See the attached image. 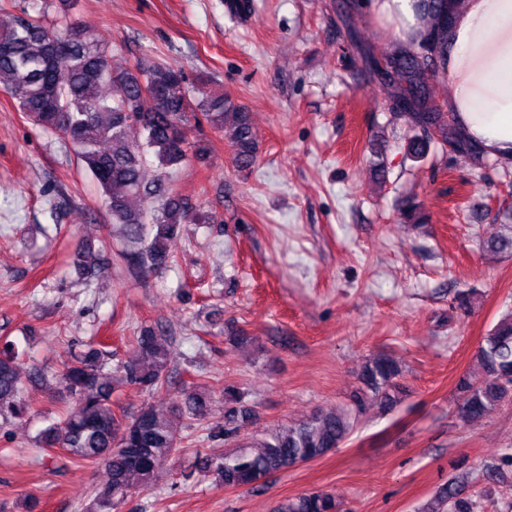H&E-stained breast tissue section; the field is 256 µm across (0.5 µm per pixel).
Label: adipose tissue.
Wrapping results in <instances>:
<instances>
[{"label": "adipose tissue", "instance_id": "ef3b65f1", "mask_svg": "<svg viewBox=\"0 0 512 512\" xmlns=\"http://www.w3.org/2000/svg\"><path fill=\"white\" fill-rule=\"evenodd\" d=\"M379 22L404 44L415 23L411 0H375ZM446 106L489 156L512 155V0H466L448 38Z\"/></svg>", "mask_w": 512, "mask_h": 512}]
</instances>
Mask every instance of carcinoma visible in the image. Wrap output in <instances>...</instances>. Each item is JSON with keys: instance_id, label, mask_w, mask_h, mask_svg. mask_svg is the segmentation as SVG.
<instances>
[{"instance_id": "cac0c4a2", "label": "carcinoma", "mask_w": 512, "mask_h": 512, "mask_svg": "<svg viewBox=\"0 0 512 512\" xmlns=\"http://www.w3.org/2000/svg\"><path fill=\"white\" fill-rule=\"evenodd\" d=\"M416 2L419 36L413 47L400 45L379 58L368 52L364 61L389 89L394 115L412 132L407 155L421 159L432 151H449L479 162L487 158L480 144L432 96L463 0ZM224 12L245 23L254 15L253 0H224ZM183 84V72L163 65L136 73L115 68L105 38L75 20L58 28L39 16H16L0 26V89L15 97L42 130L67 138L101 189L106 211L121 230V257L137 274H158L172 267L185 225L199 220L195 208L174 192L154 203V185L144 171L146 153H152L161 177L191 156L204 164L209 147L198 143L190 148L191 125L204 123L222 130L230 123L235 166L246 169L256 160L249 113L223 95L205 96L193 107L182 93ZM401 216L405 224L429 222L417 202L409 203ZM101 261L102 248L83 239L76 243L72 264L78 275L94 273ZM133 348L132 360L111 367L102 344L88 345L55 375L73 410L40 431L38 441L44 447L64 448L68 462H90L105 470L107 479L96 488L86 512H118L132 494L155 484L163 463L177 448L170 420L175 409L164 402L146 404L130 416L112 408V396L124 384L158 397L169 387L168 339L142 329L133 337ZM477 356L490 379L458 380V413L463 420L481 418L512 401V313L484 337ZM401 375L392 357H370L359 375L361 387L350 395L347 406L316 410L296 424L267 428L250 438L241 437L238 426L250 416L245 395L227 387L224 423L212 426L209 438L233 443L236 450L196 456L191 473L220 487H242L266 483L300 463L319 459L350 440L367 403L390 409L400 401ZM22 391L18 357L3 350L1 419L26 416ZM209 399L207 391H195L188 395L183 412L204 418ZM475 507V495L467 491V479L461 475L436 491L425 512H475ZM273 512H342V506L330 492L318 489L280 499Z\"/></svg>"}]
</instances>
